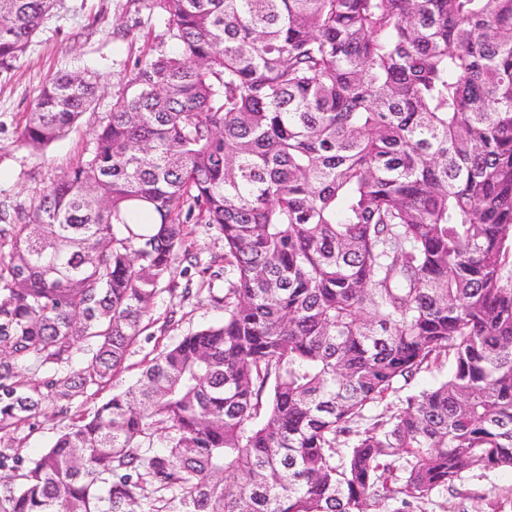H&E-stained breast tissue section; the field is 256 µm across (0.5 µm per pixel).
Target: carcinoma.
Wrapping results in <instances>:
<instances>
[{
    "label": "carcinoma",
    "mask_w": 512,
    "mask_h": 512,
    "mask_svg": "<svg viewBox=\"0 0 512 512\" xmlns=\"http://www.w3.org/2000/svg\"><path fill=\"white\" fill-rule=\"evenodd\" d=\"M56 2L0 0V66ZM145 6L171 49L0 213V512H415L512 471V0ZM96 90L48 78L20 145ZM189 224L224 253L201 262ZM179 277L223 320L19 455L45 407L112 384ZM447 372V366L441 369V371H437L436 369H432L428 372L420 373L414 380L410 382L408 386H406L398 396L404 399V397L408 394L417 393L421 390L427 389L431 387L437 380H439L443 375ZM397 397H394L389 401L390 406L392 408L400 407L401 403Z\"/></svg>",
    "instance_id": "1"
}]
</instances>
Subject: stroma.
I'll list each match as a JSON object with an SVG mask.
<instances>
[{
	"label": "stroma",
	"mask_w": 512,
	"mask_h": 512,
	"mask_svg": "<svg viewBox=\"0 0 512 512\" xmlns=\"http://www.w3.org/2000/svg\"><path fill=\"white\" fill-rule=\"evenodd\" d=\"M166 20L143 0H57L24 56L11 68L0 67V211L28 205L35 190L62 176L93 148L95 125L123 91L144 46L159 45ZM91 71L101 89L90 111L63 138L42 153L19 146L18 136L48 76ZM177 310L181 321L164 335L141 337L113 388L136 381L142 361L179 336L219 321L223 313L209 302L160 294L152 311L161 318ZM66 424L54 410L39 416L36 430L21 431L22 457L39 456ZM457 495L432 493L425 512H512V472L473 471L457 484Z\"/></svg>",
	"instance_id": "1"
}]
</instances>
